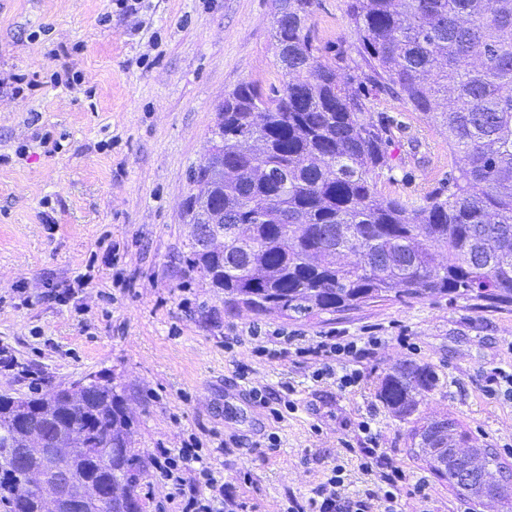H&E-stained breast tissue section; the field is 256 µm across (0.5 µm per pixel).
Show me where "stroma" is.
I'll use <instances>...</instances> for the list:
<instances>
[{
    "mask_svg": "<svg viewBox=\"0 0 512 512\" xmlns=\"http://www.w3.org/2000/svg\"><path fill=\"white\" fill-rule=\"evenodd\" d=\"M271 25L272 0H142L135 16L114 0H0V348L29 368L0 370V393L114 377L135 448L149 460L197 439L233 494L224 512H287L337 465L343 494L373 493L383 512L376 481L348 452L361 447L356 425L369 413L385 456L411 475L402 512H512L432 473L409 424L378 396L396 363L433 365L441 385L423 398V416L455 419L471 446L512 468V395L484 391L493 368L512 372V306L392 299L295 321L229 310L185 263L190 170L225 95L275 81ZM311 25L322 41L352 43L344 0H320ZM64 71L79 82L52 81ZM375 109L396 124L394 178L381 191L416 199L447 186L445 129L387 96ZM256 328L371 331L385 342L361 385L344 388L295 355L257 356ZM403 332L417 353L396 342ZM258 390L288 395L294 410L274 419Z\"/></svg>",
    "mask_w": 512,
    "mask_h": 512,
    "instance_id": "1",
    "label": "stroma"
}]
</instances>
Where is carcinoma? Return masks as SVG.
Returning a JSON list of instances; mask_svg holds the SVG:
<instances>
[{"instance_id":"carcinoma-1","label":"carcinoma","mask_w":512,"mask_h":512,"mask_svg":"<svg viewBox=\"0 0 512 512\" xmlns=\"http://www.w3.org/2000/svg\"><path fill=\"white\" fill-rule=\"evenodd\" d=\"M319 0H274L279 85L239 84L210 129L211 170H192L186 215L224 214V252L191 240L186 263L256 314L308 319L405 297H466L512 305V0H345L362 64L322 43L310 24ZM387 94L448 131V190L417 201L384 195L392 125L371 106ZM235 169L231 178L221 167ZM429 364L387 373L381 401L412 424L417 447L452 452L468 434L422 416L416 395L438 389ZM49 434L53 451L22 459L16 419ZM134 421L111 381L90 392L0 395V512H53L49 464L83 491L79 512H141L144 459ZM464 493L509 478L484 452L448 471ZM116 487L121 495L100 492Z\"/></svg>"}]
</instances>
